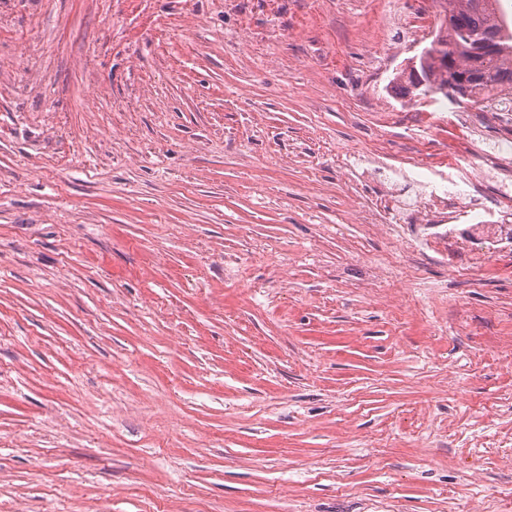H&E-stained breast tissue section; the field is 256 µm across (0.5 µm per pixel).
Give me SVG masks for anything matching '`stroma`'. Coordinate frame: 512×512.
Wrapping results in <instances>:
<instances>
[{"label":"stroma","mask_w":512,"mask_h":512,"mask_svg":"<svg viewBox=\"0 0 512 512\" xmlns=\"http://www.w3.org/2000/svg\"><path fill=\"white\" fill-rule=\"evenodd\" d=\"M441 0H0V512H512V240L374 220Z\"/></svg>","instance_id":"35a3bbf8"}]
</instances>
